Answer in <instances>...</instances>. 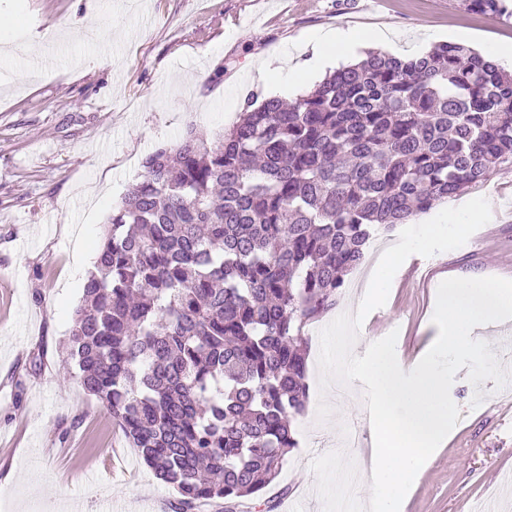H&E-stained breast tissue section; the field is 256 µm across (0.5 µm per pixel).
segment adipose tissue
I'll use <instances>...</instances> for the list:
<instances>
[{
	"instance_id": "adipose-tissue-1",
	"label": "adipose tissue",
	"mask_w": 512,
	"mask_h": 512,
	"mask_svg": "<svg viewBox=\"0 0 512 512\" xmlns=\"http://www.w3.org/2000/svg\"><path fill=\"white\" fill-rule=\"evenodd\" d=\"M399 35L389 27H377L368 30L339 29L319 33L308 42L311 57L302 60L296 57L289 59L272 55L266 57L262 67L267 82L275 83L280 78L282 69L301 78H308L312 72L330 63L334 58L353 55L357 47L366 43L398 47Z\"/></svg>"
}]
</instances>
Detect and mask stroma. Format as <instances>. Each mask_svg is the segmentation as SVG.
<instances>
[{"instance_id": "35a3bbf8", "label": "stroma", "mask_w": 512, "mask_h": 512, "mask_svg": "<svg viewBox=\"0 0 512 512\" xmlns=\"http://www.w3.org/2000/svg\"><path fill=\"white\" fill-rule=\"evenodd\" d=\"M0 512H174L175 495L144 465L110 412L64 369L74 308L94 268L113 206L142 179L145 157L176 147L187 128L212 136L238 120L248 93L296 99L291 78L271 85L264 55L304 46L316 32L389 24L410 40L464 42L479 52L512 42V16L469 11L464 0H0ZM40 36L37 55L18 50ZM497 214L461 247L396 272L385 305L364 320L355 348L397 332L406 360L427 353L441 276L512 279V168L470 187ZM355 294L303 329L309 399L299 444L261 500L238 512H324L311 469L339 448L345 405L321 393L319 332ZM460 369L456 426L413 483L400 512H512V385H472ZM483 401L473 405L475 392Z\"/></svg>"}]
</instances>
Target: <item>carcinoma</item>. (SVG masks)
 I'll use <instances>...</instances> for the list:
<instances>
[{
	"label": "carcinoma",
	"instance_id": "1",
	"mask_svg": "<svg viewBox=\"0 0 512 512\" xmlns=\"http://www.w3.org/2000/svg\"><path fill=\"white\" fill-rule=\"evenodd\" d=\"M512 14L508 0H466ZM512 168V74L462 43L370 51L306 95L244 100L210 144L145 157L112 208L69 359L175 512H235L298 447L305 325L374 237Z\"/></svg>",
	"mask_w": 512,
	"mask_h": 512
}]
</instances>
